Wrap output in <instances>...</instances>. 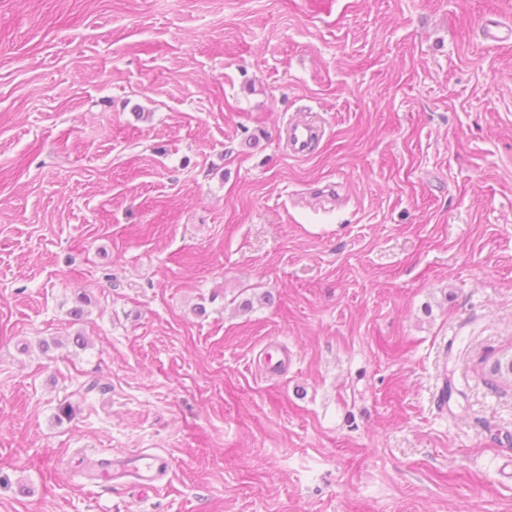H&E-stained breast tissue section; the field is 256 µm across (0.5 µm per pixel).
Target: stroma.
<instances>
[{"mask_svg":"<svg viewBox=\"0 0 512 512\" xmlns=\"http://www.w3.org/2000/svg\"><path fill=\"white\" fill-rule=\"evenodd\" d=\"M490 19L512 0H0V512H512ZM317 131L311 123L297 121L288 126L287 140L290 153L295 157H305L310 152Z\"/></svg>","mask_w":512,"mask_h":512,"instance_id":"stroma-1","label":"stroma"}]
</instances>
